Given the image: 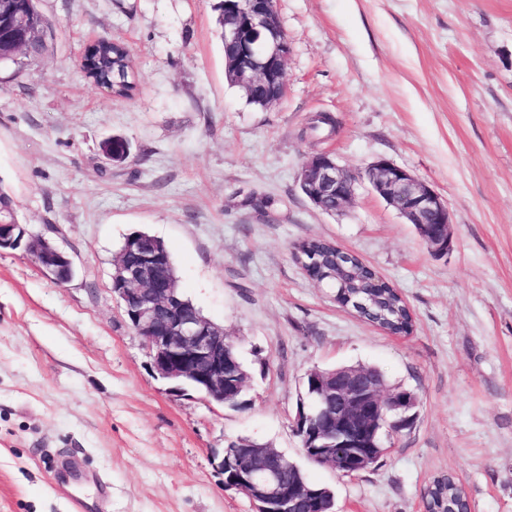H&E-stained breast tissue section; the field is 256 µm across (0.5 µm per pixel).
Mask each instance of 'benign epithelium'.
<instances>
[{
  "mask_svg": "<svg viewBox=\"0 0 512 512\" xmlns=\"http://www.w3.org/2000/svg\"><path fill=\"white\" fill-rule=\"evenodd\" d=\"M7 30V50L17 55L27 41L45 37L35 20L32 0H0V28ZM224 43L233 52L224 58L225 75L246 94L266 90L263 107L276 104L288 90V36L275 10V0H224ZM110 162H124L130 145L115 136L101 148ZM374 192L395 208L420 237L437 250L451 246L448 203L409 170L379 157L367 168ZM302 194L316 207L341 211L355 198L356 173L341 167L328 152L312 155L299 172ZM22 248L63 285L74 275L70 256L54 243L30 234L25 225L0 221V250ZM112 295L130 326L141 337L152 373L178 393L197 392L222 405L245 390L249 374L239 371L225 379L224 327L186 308L170 272L168 253L142 233L115 255ZM416 404L409 391H387L380 380L361 367L327 372L310 370L299 393L293 430L304 455L344 476H356L387 454L384 438L410 425L407 412ZM291 467L284 454L248 438L223 448L219 469L223 485L245 496L251 512H304L303 506L321 494L304 476L284 483L280 475Z\"/></svg>",
  "mask_w": 512,
  "mask_h": 512,
  "instance_id": "7a95c632",
  "label": "benign epithelium"
}]
</instances>
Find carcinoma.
<instances>
[{
  "mask_svg": "<svg viewBox=\"0 0 512 512\" xmlns=\"http://www.w3.org/2000/svg\"><path fill=\"white\" fill-rule=\"evenodd\" d=\"M85 70L94 83L105 86L116 97H128L136 87L130 59L121 44L109 41L90 49ZM307 245L318 261L314 276L336 288L338 303L351 306L360 316L393 334L412 331L410 308L389 282L373 283V273L368 267L326 241L311 240ZM426 497L431 512H459L467 502L462 487L448 476L435 478Z\"/></svg>",
  "mask_w": 512,
  "mask_h": 512,
  "instance_id": "obj_1",
  "label": "carcinoma"
}]
</instances>
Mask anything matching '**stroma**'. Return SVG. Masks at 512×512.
I'll list each match as a JSON object with an SVG mask.
<instances>
[{
	"instance_id": "stroma-1",
	"label": "stroma",
	"mask_w": 512,
	"mask_h": 512,
	"mask_svg": "<svg viewBox=\"0 0 512 512\" xmlns=\"http://www.w3.org/2000/svg\"><path fill=\"white\" fill-rule=\"evenodd\" d=\"M216 2L37 0L44 50L0 64V186L76 267L60 286L30 254L0 252V512H251L213 460L240 436L301 463L335 512H422L442 475L472 512H512V0H276L289 87L268 108L225 77ZM93 38L130 48L132 98L85 78ZM319 112L334 132L308 131ZM112 135L126 162L102 157ZM322 151L410 170L447 202L452 247L434 253L364 180L343 211L313 206L298 174ZM137 230L164 240L183 292L234 340L247 407L151 374L111 292ZM309 239L398 288L412 333L309 278L293 255ZM338 365L417 397L355 477L304 461L291 427L305 373Z\"/></svg>"
}]
</instances>
